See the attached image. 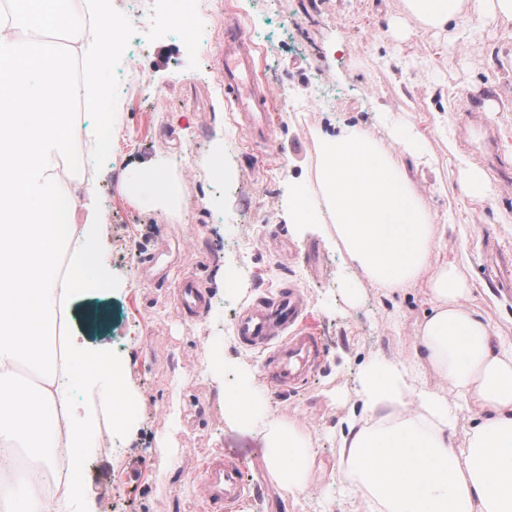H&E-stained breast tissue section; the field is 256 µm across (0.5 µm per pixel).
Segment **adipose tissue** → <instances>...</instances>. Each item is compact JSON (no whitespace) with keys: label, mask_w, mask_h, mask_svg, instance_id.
<instances>
[{"label":"adipose tissue","mask_w":512,"mask_h":512,"mask_svg":"<svg viewBox=\"0 0 512 512\" xmlns=\"http://www.w3.org/2000/svg\"><path fill=\"white\" fill-rule=\"evenodd\" d=\"M10 3L0 34V446L31 449L51 467L60 444L84 443L71 394L90 374L76 354L67 374H56L50 330L55 298L73 289L54 274L59 239L52 172L82 136L68 117L69 103L80 99L90 111L105 112L114 49L111 37H84L72 0ZM37 23L66 29L77 42L81 80L67 78L66 54L28 38ZM122 188L164 215L178 205L175 182L156 161L133 167ZM69 198L86 213L73 229L80 244L69 258L80 271L98 265L100 257L93 190L78 182ZM430 291L433 313L419 329L416 349L460 398L487 409L488 417L454 443L447 397L418 386L399 365L374 360L358 378L361 412L346 421L337 470L358 481L374 512H512V344L496 340L465 309L468 290L453 269L440 267ZM21 362L42 376V385L21 388ZM61 412L70 425L64 440L56 431ZM263 439L269 472L290 495L303 494L315 462L311 437L295 425L273 423ZM0 487L9 492L0 512H10L16 495L25 512H59L53 501L32 496L28 474L5 462Z\"/></svg>","instance_id":"1"}]
</instances>
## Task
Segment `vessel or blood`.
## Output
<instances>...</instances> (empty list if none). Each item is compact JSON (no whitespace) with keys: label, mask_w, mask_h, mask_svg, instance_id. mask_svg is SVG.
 I'll use <instances>...</instances> for the list:
<instances>
[{"label":"vessel or blood","mask_w":512,"mask_h":512,"mask_svg":"<svg viewBox=\"0 0 512 512\" xmlns=\"http://www.w3.org/2000/svg\"><path fill=\"white\" fill-rule=\"evenodd\" d=\"M220 52L224 57L220 80L230 112L252 136L267 137L269 93L256 77L254 48L236 20H225ZM178 303L183 313L203 314L205 294L200 283L185 281ZM304 308L300 291L288 285L248 306L234 322L244 348L266 352L264 375L271 387L281 392L306 384L326 355L321 338L300 327ZM244 458L242 449L228 447L208 465L203 483L212 512H227L247 499Z\"/></svg>","instance_id":"b4317fda"}]
</instances>
